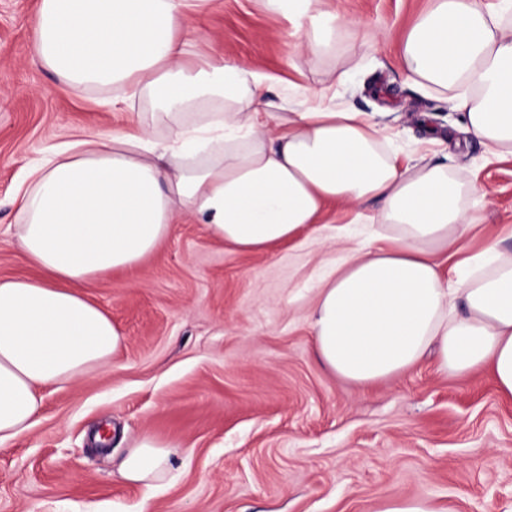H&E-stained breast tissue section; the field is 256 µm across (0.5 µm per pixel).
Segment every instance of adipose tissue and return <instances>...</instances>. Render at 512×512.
I'll use <instances>...</instances> for the list:
<instances>
[{"instance_id": "1", "label": "adipose tissue", "mask_w": 512, "mask_h": 512, "mask_svg": "<svg viewBox=\"0 0 512 512\" xmlns=\"http://www.w3.org/2000/svg\"><path fill=\"white\" fill-rule=\"evenodd\" d=\"M260 3L291 24L294 55L323 67V89L241 60L191 63L190 0H40L35 59L75 97L108 90L113 110L135 97L151 109L126 130L75 134L17 191L13 237L41 275L0 279V446L30 430L41 388L91 376L123 346L124 332L86 290L139 265L181 217L261 252L320 223L328 205L375 208L377 234L315 296L317 360L368 386L430 356L443 373L489 368L512 396V253L492 242L480 257L464 253L479 226L463 199L487 188L447 164L403 158L386 128L331 96L354 72L337 58L392 41L408 81L447 101L490 156L512 155V0H432L399 35L334 0ZM445 256L480 271L450 280ZM175 454L141 436L118 474L151 493Z\"/></svg>"}]
</instances>
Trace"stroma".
<instances>
[{
	"instance_id": "stroma-1",
	"label": "stroma",
	"mask_w": 512,
	"mask_h": 512,
	"mask_svg": "<svg viewBox=\"0 0 512 512\" xmlns=\"http://www.w3.org/2000/svg\"><path fill=\"white\" fill-rule=\"evenodd\" d=\"M39 0H0V278L30 275L11 234L25 166L78 130L115 131L124 113L72 97L29 52ZM369 23L403 31L430 0H337ZM191 24L201 56L221 55L316 88L317 67L294 70L286 22L257 0H200ZM343 107L374 115L416 155L489 188L476 215V252L512 253V156L487 157L448 103L408 82L395 45L370 50L336 89ZM373 231L368 218L328 206L325 221L269 253H242L182 220L138 267L102 277L87 297L126 342L94 376L43 390L33 428L0 446V512H138L141 488L116 466L149 435L180 449L151 512H373L394 498L453 512H512V399L489 370L439 372L432 360L370 387L315 357L308 314L321 275L347 255L333 225ZM112 427V447L91 436Z\"/></svg>"
}]
</instances>
